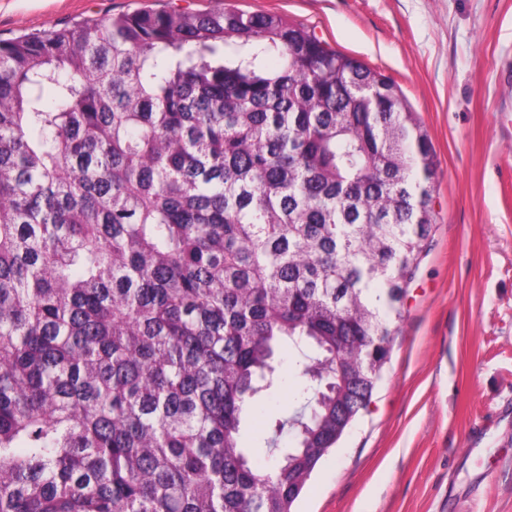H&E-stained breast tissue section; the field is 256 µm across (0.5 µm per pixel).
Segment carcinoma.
<instances>
[{
  "instance_id": "cac0c4a2",
  "label": "carcinoma",
  "mask_w": 512,
  "mask_h": 512,
  "mask_svg": "<svg viewBox=\"0 0 512 512\" xmlns=\"http://www.w3.org/2000/svg\"><path fill=\"white\" fill-rule=\"evenodd\" d=\"M436 178L395 82L278 14L0 41V512H293L388 363ZM282 373L284 383L271 395L260 398L259 414L254 426L248 422L242 432V441L247 447L264 446L265 432L256 429L265 421H273L291 410L293 394L300 384V378L295 369L294 356L288 352V346L283 352Z\"/></svg>"
}]
</instances>
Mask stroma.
Wrapping results in <instances>:
<instances>
[{"label":"stroma","instance_id":"stroma-1","mask_svg":"<svg viewBox=\"0 0 512 512\" xmlns=\"http://www.w3.org/2000/svg\"><path fill=\"white\" fill-rule=\"evenodd\" d=\"M224 0H0V39ZM304 25L402 90L434 147L436 222L372 402L295 512H512V0H234ZM262 397L259 423L300 384Z\"/></svg>","mask_w":512,"mask_h":512}]
</instances>
